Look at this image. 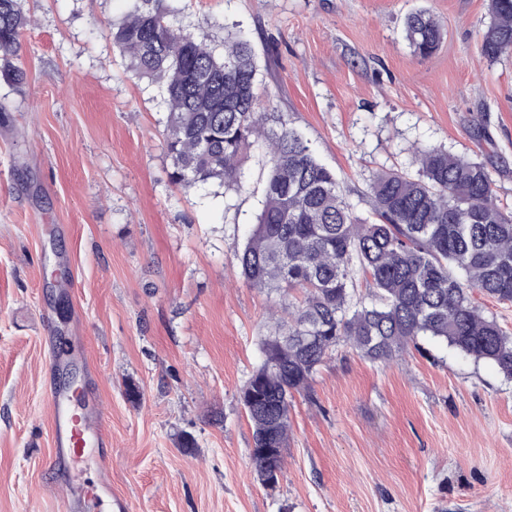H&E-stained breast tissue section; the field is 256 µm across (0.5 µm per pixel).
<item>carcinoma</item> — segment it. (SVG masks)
<instances>
[{"instance_id": "cac0c4a2", "label": "carcinoma", "mask_w": 512, "mask_h": 512, "mask_svg": "<svg viewBox=\"0 0 512 512\" xmlns=\"http://www.w3.org/2000/svg\"><path fill=\"white\" fill-rule=\"evenodd\" d=\"M112 23V46L130 71L159 84L166 106L171 178L184 190L240 184L253 146L268 175L260 208L238 254L254 288L276 293L263 359L240 400L253 427L250 459L261 484H279L293 395L338 345L373 362L390 361L419 337L493 363L512 379V336L484 316L474 291L512 303V212L496 203L484 164L440 148L418 151L415 176L376 175L377 221L357 219L341 179L321 163L289 116L258 109L260 66L235 34L217 46L173 22L170 0H132ZM483 55L512 52V0H489ZM29 24L23 0H0V74L21 85L19 50ZM404 39L420 57L444 30L427 9L407 15ZM369 291L354 300L356 276ZM299 290L303 300L290 301Z\"/></svg>"}]
</instances>
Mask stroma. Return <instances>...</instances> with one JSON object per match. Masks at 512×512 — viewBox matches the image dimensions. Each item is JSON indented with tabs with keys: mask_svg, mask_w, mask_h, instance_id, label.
I'll use <instances>...</instances> for the list:
<instances>
[{
	"mask_svg": "<svg viewBox=\"0 0 512 512\" xmlns=\"http://www.w3.org/2000/svg\"><path fill=\"white\" fill-rule=\"evenodd\" d=\"M487 4L179 0L178 19L274 54L260 108L288 113L369 220L373 176L416 173L427 147L484 163L512 209V53L482 54ZM420 7L444 27L426 58L402 35ZM24 8L27 81L0 76V512H57L67 492L48 466L51 334L85 347L79 385L107 403L112 494L133 512H512V379L428 338L390 363L338 345L295 395L283 476L264 489L239 395L269 299L236 260L260 153L241 189H182L159 86L127 70L105 29L129 0Z\"/></svg>",
	"mask_w": 512,
	"mask_h": 512,
	"instance_id": "1",
	"label": "stroma"
}]
</instances>
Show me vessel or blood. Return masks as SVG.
Instances as JSON below:
<instances>
[{"label": "vessel or blood", "mask_w": 512, "mask_h": 512, "mask_svg": "<svg viewBox=\"0 0 512 512\" xmlns=\"http://www.w3.org/2000/svg\"><path fill=\"white\" fill-rule=\"evenodd\" d=\"M46 344L54 355L55 368H66L82 357L76 340L50 336L47 337ZM46 399L51 415L55 448L50 465L70 477L69 493L61 502L59 512H98L103 493L110 487L107 472L112 460L107 452L111 442L96 424L98 397L91 393L82 399L67 388L53 384L46 388ZM88 461L99 469V480H74L75 470Z\"/></svg>", "instance_id": "vessel-or-blood-1"}]
</instances>
